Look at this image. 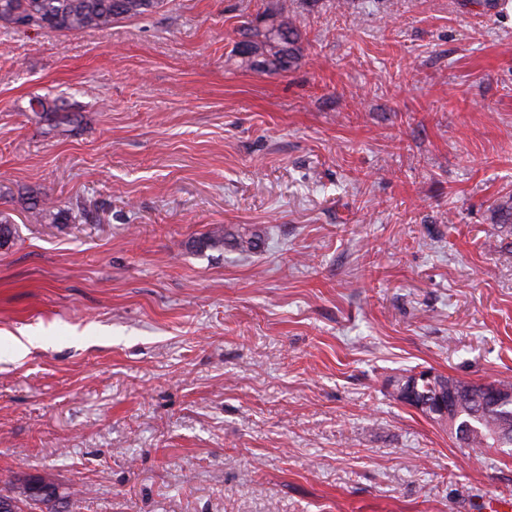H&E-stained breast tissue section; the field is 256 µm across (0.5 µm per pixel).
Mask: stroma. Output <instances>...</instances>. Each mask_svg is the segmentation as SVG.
I'll use <instances>...</instances> for the list:
<instances>
[{
	"mask_svg": "<svg viewBox=\"0 0 512 512\" xmlns=\"http://www.w3.org/2000/svg\"><path fill=\"white\" fill-rule=\"evenodd\" d=\"M279 15L288 70L242 65ZM511 207L512 0L0 24V483L59 512H512V450L392 387L512 378ZM21 480L22 479L20 478H9L7 481H4L6 486L4 488H0V494L1 492H8L9 494L7 495V498L14 501V510L9 512H35L33 510L43 512L44 510L42 506H45L46 509H50L49 511L58 512V510L54 508L55 504L52 503V501L58 502L59 500L65 498V495L59 494L55 488H52L48 485L45 486L52 490L50 494H27L26 489L30 481L26 484L24 491H22L20 486Z\"/></svg>",
	"mask_w": 512,
	"mask_h": 512,
	"instance_id": "stroma-1",
	"label": "stroma"
}]
</instances>
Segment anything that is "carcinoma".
Segmentation results:
<instances>
[{
    "instance_id": "1",
    "label": "carcinoma",
    "mask_w": 512,
    "mask_h": 512,
    "mask_svg": "<svg viewBox=\"0 0 512 512\" xmlns=\"http://www.w3.org/2000/svg\"><path fill=\"white\" fill-rule=\"evenodd\" d=\"M164 6V0H0V22L8 25L48 28L50 30L76 33L91 29H105L112 22L124 18L141 16ZM241 37L253 53L269 60L274 70L288 69L291 49L283 48L269 36V28L264 30L246 29ZM414 383L416 409L426 417L440 420L434 415L432 402L449 390L463 389L472 396L482 394L484 385L461 381L451 376L438 374L433 378L424 372L419 376L408 375ZM470 401H465L456 411L457 419L450 434L461 448H496L494 436L503 432L504 427H512V401L498 408H491L479 418L471 416ZM21 479L5 481L1 492L14 501L13 512H43V508L54 509V503L63 495L52 491L47 495H31L20 486Z\"/></svg>"
}]
</instances>
